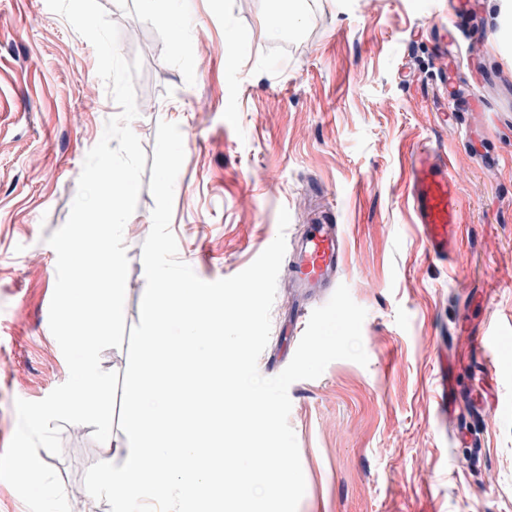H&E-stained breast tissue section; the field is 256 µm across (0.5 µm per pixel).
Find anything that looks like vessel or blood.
Returning a JSON list of instances; mask_svg holds the SVG:
<instances>
[{
  "instance_id": "obj_1",
  "label": "vessel or blood",
  "mask_w": 512,
  "mask_h": 512,
  "mask_svg": "<svg viewBox=\"0 0 512 512\" xmlns=\"http://www.w3.org/2000/svg\"><path fill=\"white\" fill-rule=\"evenodd\" d=\"M406 202L430 256L448 262L459 224L458 178L444 147L432 142L415 146L409 160ZM343 267L340 228L332 220L309 225L296 254L292 273L296 288L311 294L336 283Z\"/></svg>"
}]
</instances>
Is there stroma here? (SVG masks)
<instances>
[{
    "label": "stroma",
    "mask_w": 512,
    "mask_h": 512,
    "mask_svg": "<svg viewBox=\"0 0 512 512\" xmlns=\"http://www.w3.org/2000/svg\"><path fill=\"white\" fill-rule=\"evenodd\" d=\"M141 58L131 128L153 155L159 122L180 127L185 159L171 230L178 258L205 281L234 276L284 233L262 376L291 361L330 291L299 296L290 276L308 224H340L339 280L367 311V365L330 363L289 388L306 490L298 512H512V0H482L474 18L448 0H309L280 24L286 0H99ZM463 34L453 128L435 92L450 59L439 32ZM119 106L92 44L46 0H0V452L16 399L39 401L68 378L48 322L56 253L88 151ZM445 147L459 181V241L431 258L405 200L408 157ZM143 172L124 229L125 325L139 322L142 244L154 197ZM290 223L278 229V212ZM500 356L474 364L483 334ZM458 418L437 410L441 371ZM93 426L64 425L63 452L39 450L71 506L86 470L124 447Z\"/></svg>",
    "instance_id": "stroma-1"
}]
</instances>
